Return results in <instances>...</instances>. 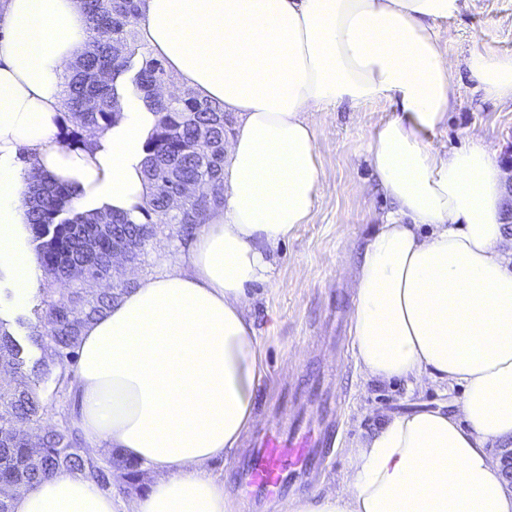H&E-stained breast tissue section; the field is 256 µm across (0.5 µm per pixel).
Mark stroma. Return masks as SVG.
Masks as SVG:
<instances>
[{"label":"stroma","mask_w":512,"mask_h":512,"mask_svg":"<svg viewBox=\"0 0 512 512\" xmlns=\"http://www.w3.org/2000/svg\"><path fill=\"white\" fill-rule=\"evenodd\" d=\"M440 43L455 65L456 105L447 125L431 138L435 147L458 148L480 137L498 150L500 161L512 158V99L485 97L467 68L472 52L512 55V0H465L456 17L437 22ZM393 113L386 102L343 105L311 113L317 131L322 169L314 218L277 250L280 287L256 286L253 319L264 375L257 389L255 424L288 407V388L305 385L319 363L341 361L337 388L340 428L326 451L325 467L315 486L339 489L348 457L367 434L394 413L413 409H455L460 387L381 383L365 379L356 365L348 332L353 304V275L366 241L376 232L391 203L380 192L367 161L370 134ZM155 234L143 254L117 260L102 278L61 279L43 272L30 305L8 308L0 294V322L16 335L26 363L15 369L0 364V384L37 388L39 424L21 426L30 446L40 444L44 428L62 427L76 412L77 364L59 359L41 338L47 326L38 318L44 299H66L73 290L85 298L115 288L135 287L158 270L181 263L180 228L154 216Z\"/></svg>","instance_id":"obj_1"}]
</instances>
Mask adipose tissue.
<instances>
[{
    "instance_id": "1",
    "label": "adipose tissue",
    "mask_w": 512,
    "mask_h": 512,
    "mask_svg": "<svg viewBox=\"0 0 512 512\" xmlns=\"http://www.w3.org/2000/svg\"><path fill=\"white\" fill-rule=\"evenodd\" d=\"M464 0H143L142 42L236 122L224 204L183 246L180 267L124 292L82 330L75 424L157 473L132 512H231L210 462L239 448L263 376L255 285H278L275 249L309 223L321 184L310 112L385 101L367 159L392 211L354 271L349 334L366 379L459 386L455 412L389 416L353 451L335 491L288 512H512L486 444L512 439V240L507 171L483 139L441 150L456 96L436 22ZM81 0H0V266L16 303L36 289L34 177L68 186L84 213L140 220L145 145L158 116L125 96L88 148L56 142L64 75L84 49ZM491 99L512 98V55L474 53ZM14 512H120L78 473L20 492Z\"/></svg>"
}]
</instances>
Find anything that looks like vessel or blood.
<instances>
[{
    "mask_svg": "<svg viewBox=\"0 0 512 512\" xmlns=\"http://www.w3.org/2000/svg\"><path fill=\"white\" fill-rule=\"evenodd\" d=\"M335 392L325 374H316L300 394L298 409L256 432L239 480L250 494H280L301 475L319 468L333 435Z\"/></svg>",
    "mask_w": 512,
    "mask_h": 512,
    "instance_id": "b4317fda",
    "label": "vessel or blood"
}]
</instances>
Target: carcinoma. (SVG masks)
Segmentation results:
<instances>
[{
  "mask_svg": "<svg viewBox=\"0 0 512 512\" xmlns=\"http://www.w3.org/2000/svg\"><path fill=\"white\" fill-rule=\"evenodd\" d=\"M83 2L89 22L88 49L67 77L61 141L68 147H86L92 137L112 126V92L120 80H130L149 109L159 115L146 144L143 173L152 192L141 208L145 221L137 224L112 212L78 213L74 211L73 192L45 178L28 192L31 242L40 266L62 277L78 267L80 276L99 278L110 269L112 245L121 246L135 257L143 253L152 234L151 214H167L168 199L179 184L195 181L206 186L205 196L186 199L180 211L169 217V223L180 225L186 236L204 222L208 211L223 205L224 109L191 91L158 98L155 90L168 84L169 75L160 60L144 51L137 5L132 2L114 8L113 0ZM115 41L125 43L130 55H141L137 70L116 61L112 54ZM97 222L120 224L121 233L115 239H102L97 252L88 255L81 250V239L97 233ZM121 294L120 290L106 292L87 300L76 290L66 301H44L41 316L47 328L43 335L54 345L57 355L73 359L84 325L110 309ZM22 353L20 343L0 321V359L18 367L23 364ZM40 409L36 389L0 387V512H14L18 488L32 489L61 472H79L102 491L112 490L127 478L136 480L132 464L123 457L112 454L98 458L84 453L72 423L47 431L41 447H29L16 425L39 422Z\"/></svg>",
  "mask_w": 512,
  "mask_h": 512,
  "instance_id": "carcinoma-1",
  "label": "carcinoma"
}]
</instances>
